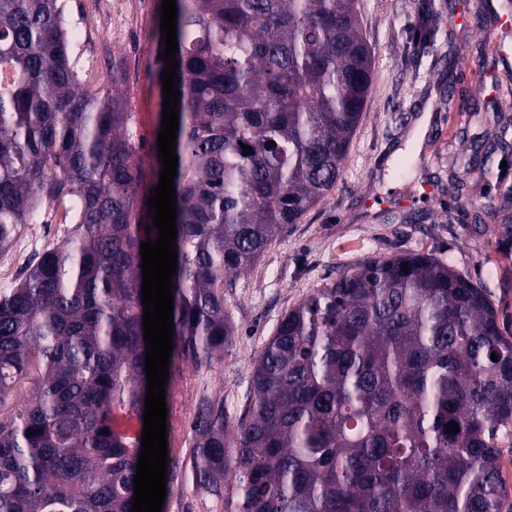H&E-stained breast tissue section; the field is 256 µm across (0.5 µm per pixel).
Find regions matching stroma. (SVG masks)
Instances as JSON below:
<instances>
[{"instance_id":"stroma-1","label":"stroma","mask_w":512,"mask_h":512,"mask_svg":"<svg viewBox=\"0 0 512 512\" xmlns=\"http://www.w3.org/2000/svg\"><path fill=\"white\" fill-rule=\"evenodd\" d=\"M67 25H80L75 48L86 60L82 86L111 91L112 69L126 75L131 129L150 145L163 97L149 75L162 0H145L134 19L100 27L98 0H62ZM512 0H359L363 34L373 51L371 93L332 191L300 223L289 225L251 269L234 278L224 303L236 335L212 367L183 365L166 387L169 462L185 460L192 425L207 398L224 401L236 424L250 398L254 360L280 318L342 269L373 256L420 251L450 262L489 293L498 324L512 336V70L499 72L487 48L492 8ZM427 118L423 141L413 139ZM465 197H458L457 179ZM431 195H412L415 180ZM490 204L493 216L476 203ZM162 512H224L183 473L168 474Z\"/></svg>"}]
</instances>
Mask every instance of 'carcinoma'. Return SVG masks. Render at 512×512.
Segmentation results:
<instances>
[{
  "label": "carcinoma",
  "instance_id": "obj_1",
  "mask_svg": "<svg viewBox=\"0 0 512 512\" xmlns=\"http://www.w3.org/2000/svg\"><path fill=\"white\" fill-rule=\"evenodd\" d=\"M175 2L170 371L233 342L224 278L333 189L373 63L358 0ZM71 41L59 0H0V256L44 208L73 215L0 290V512H130L141 450L113 412L145 408L140 245L162 164L125 132L121 70L86 90ZM251 393L236 425L219 400L192 427L186 466L224 512H501L509 496L512 336L429 253L366 258L289 309ZM496 441L501 457V475L511 490L510 496L504 501L501 512H512V423L509 424V427L498 430Z\"/></svg>",
  "mask_w": 512,
  "mask_h": 512
}]
</instances>
